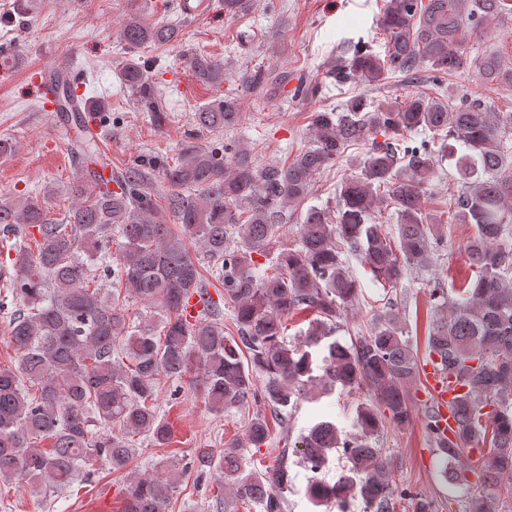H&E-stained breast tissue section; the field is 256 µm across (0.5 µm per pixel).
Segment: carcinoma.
Returning <instances> with one entry per match:
<instances>
[{"label":"carcinoma","mask_w":512,"mask_h":512,"mask_svg":"<svg viewBox=\"0 0 512 512\" xmlns=\"http://www.w3.org/2000/svg\"><path fill=\"white\" fill-rule=\"evenodd\" d=\"M508 16L512 0H384L376 22L383 51L358 41L324 78L377 86L396 74L415 81L426 66L433 87L402 102L357 94L339 112L313 113L310 141L289 163L198 143L204 133L240 125V99L226 94L196 110L172 164L145 157L109 174L112 162L98 148L103 134L82 127L70 151L86 170L69 185L75 203L60 223L39 195L0 198V254L7 255L0 310L16 301L6 336L17 351L14 362L0 365V480L58 492L93 466L125 469L136 436L167 445L171 428L156 405L160 383H183L196 361L211 411L229 414L252 403L247 442L264 444L273 420L284 447L263 470L247 468L243 445L232 441L218 455L206 450L185 464L134 474L122 512H169L192 468L215 473L226 508L241 502L286 512L292 463L310 473L307 501L327 512H351L356 501L362 512H437L433 499L399 486L379 445L387 426L409 424V390L423 376L399 313L388 301L351 343L336 334L363 280L388 296L438 260L442 216L426 202L446 161L456 171L455 219L472 228L465 251L473 276L450 292L440 283L432 289L429 357L466 387L450 402L458 428L441 452L440 475L459 492L448 500L458 512H496V504L512 501V481L501 483L512 477V113L465 94L450 97L446 86L448 75L468 65L488 84H512V66L495 54L471 56L464 36L482 37ZM180 35L176 22L132 16L119 39L141 51ZM154 62L133 57L121 78L161 129L168 102L149 78ZM187 64L201 84L224 83V58L193 53ZM355 145L366 151L359 173L336 185V208L308 207L298 240L281 244L286 210L303 205L317 176ZM146 168L162 172L166 193L145 177ZM161 211L174 223L160 220ZM36 234L33 254L25 239ZM114 237L121 253L115 264L105 255ZM98 270L112 276V293L89 287ZM214 284L221 286L216 299L208 291ZM194 297L200 309L191 320ZM131 300L154 310L155 320L130 323ZM307 309L315 317L288 337V315ZM338 388L365 396L349 429L321 420L293 435L298 408ZM47 439L51 448H40ZM472 439L487 461L474 480L461 461ZM338 448L349 467L325 481L328 452Z\"/></svg>","instance_id":"cac0c4a2"}]
</instances>
